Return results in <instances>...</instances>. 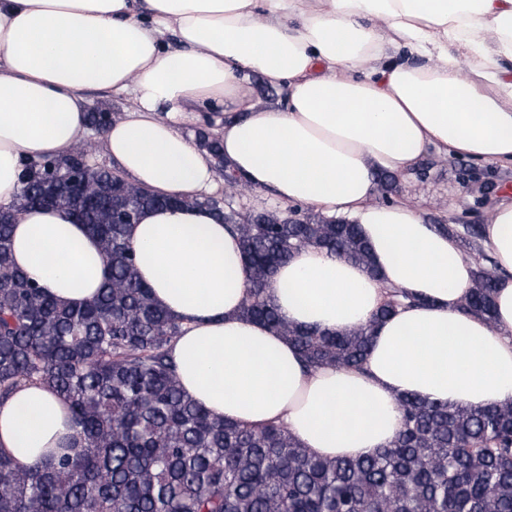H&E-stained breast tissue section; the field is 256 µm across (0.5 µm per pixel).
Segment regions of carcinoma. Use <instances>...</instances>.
Segmentation results:
<instances>
[{
  "instance_id": "obj_1",
  "label": "carcinoma",
  "mask_w": 512,
  "mask_h": 512,
  "mask_svg": "<svg viewBox=\"0 0 512 512\" xmlns=\"http://www.w3.org/2000/svg\"><path fill=\"white\" fill-rule=\"evenodd\" d=\"M110 112L87 113L104 131ZM196 143L226 169L202 125ZM82 143L24 164L16 201L0 220V401L22 383L67 401L76 433L45 462L19 469L0 448V512H512V404L400 399L402 420L385 448L358 458L322 459L283 427H242L207 411L180 388L170 357L183 333L138 274L128 226L151 207L181 206L126 182L104 165L83 167ZM76 174L81 191L67 189ZM236 226L250 270L242 315L297 347L309 368L362 365L375 324L402 305L391 291L373 320L349 333L284 321L267 288L280 263L315 246L377 272L356 225L279 211L235 218L214 200H194ZM60 208L86 224L108 261L90 303L57 301L12 260L14 213ZM495 264L477 268L464 308L492 318Z\"/></svg>"
}]
</instances>
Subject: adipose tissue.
Segmentation results:
<instances>
[{
  "mask_svg": "<svg viewBox=\"0 0 512 512\" xmlns=\"http://www.w3.org/2000/svg\"><path fill=\"white\" fill-rule=\"evenodd\" d=\"M250 71L281 88L277 104L253 102ZM92 91L134 102L105 134L116 171L180 201L144 210L128 239L141 280L182 323L170 354L190 398L247 428L281 425L321 458L388 446L405 395L512 403V203L485 223L499 274L488 319L463 309L475 267L456 239L408 202L374 201L379 174L432 149L512 165V0H0V207L24 162L78 142ZM227 102L238 114L212 132L229 169L283 204L351 219L373 250L372 274L295 251L269 289L283 319L347 333L389 289L415 297L378 322L361 367L309 369L242 315L239 235L198 203L219 187L214 160L176 125ZM12 251L71 306L95 299L108 272L98 240L59 208L15 214ZM73 432L64 398L43 386L0 401V448L20 468Z\"/></svg>",
  "mask_w": 512,
  "mask_h": 512,
  "instance_id": "ef3b65f1",
  "label": "adipose tissue"
}]
</instances>
